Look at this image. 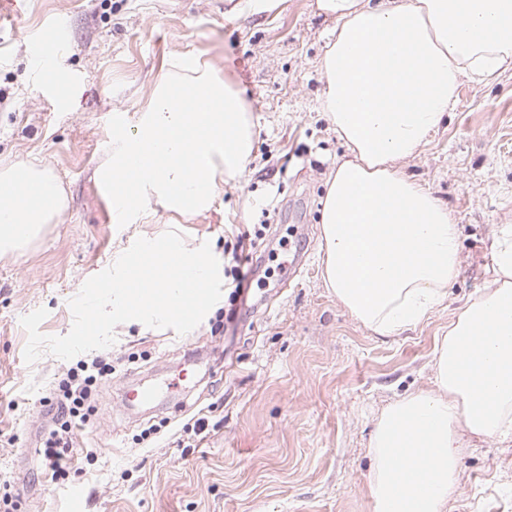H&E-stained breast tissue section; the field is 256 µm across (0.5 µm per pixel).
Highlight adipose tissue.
<instances>
[{
    "label": "adipose tissue",
    "instance_id": "adipose-tissue-1",
    "mask_svg": "<svg viewBox=\"0 0 512 512\" xmlns=\"http://www.w3.org/2000/svg\"><path fill=\"white\" fill-rule=\"evenodd\" d=\"M336 34L319 61L322 106L347 155L321 211V276L359 323L393 336L442 302L460 268L457 226L404 176L466 77L512 67V0H319ZM42 167H0V256L36 241L65 209ZM493 277L440 336L434 390L397 399L372 432L374 512H446L461 433L512 431V225L491 242Z\"/></svg>",
    "mask_w": 512,
    "mask_h": 512
}]
</instances>
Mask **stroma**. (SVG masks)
<instances>
[{"label":"stroma","instance_id":"stroma-1","mask_svg":"<svg viewBox=\"0 0 512 512\" xmlns=\"http://www.w3.org/2000/svg\"><path fill=\"white\" fill-rule=\"evenodd\" d=\"M69 47L63 90L39 87L29 41L55 20ZM336 29L318 0H276L271 11L231 16L224 0H0V165L30 161L61 182L67 208L29 247L0 258V483L17 512H373L369 441L391 401L432 389L435 339L491 278L489 246L512 225V68L464 81L445 121L405 176L430 190L460 231L461 266L446 300L419 324L380 336L357 322L322 281L320 215L327 180L346 152L321 107L319 60ZM199 54L246 99L254 157L223 183L213 207L180 215L152 202L139 228L118 227L95 173L110 153L108 122L136 124L170 61ZM229 224H265L269 272L248 311L194 332L119 325L116 370L97 414L74 434L68 477L40 453L44 404L70 363L45 353L26 364L20 320L48 311L43 334L73 324L69 301L88 274L111 266L134 231L170 229L208 241L227 265ZM302 253L301 275L286 268ZM165 385L160 406L129 409L135 384ZM204 418L196 447L183 427ZM157 426L150 444L141 431ZM447 512H512V434H468Z\"/></svg>","mask_w":512,"mask_h":512}]
</instances>
